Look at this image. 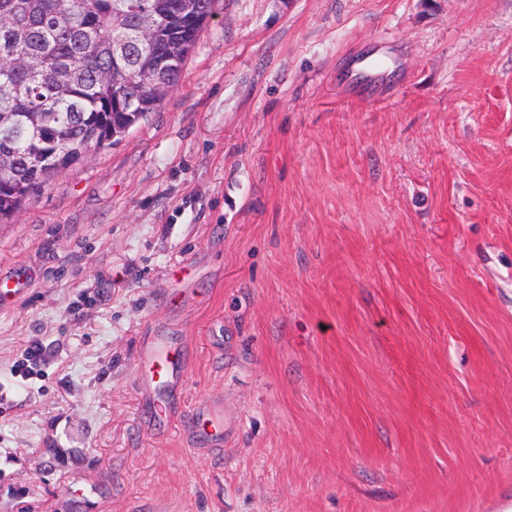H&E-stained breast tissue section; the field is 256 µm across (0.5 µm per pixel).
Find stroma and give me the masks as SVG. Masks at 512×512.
<instances>
[{"instance_id":"stroma-1","label":"stroma","mask_w":512,"mask_h":512,"mask_svg":"<svg viewBox=\"0 0 512 512\" xmlns=\"http://www.w3.org/2000/svg\"><path fill=\"white\" fill-rule=\"evenodd\" d=\"M0 280V512H507L512 0H217ZM47 347L41 340L29 341L22 354V359L14 366L15 373L23 378H31L45 362ZM180 361V352L172 351L162 343H148L138 356V365L145 379L153 383L156 389L162 390V394L157 396L161 403H165L163 394L171 392L176 384Z\"/></svg>"}]
</instances>
